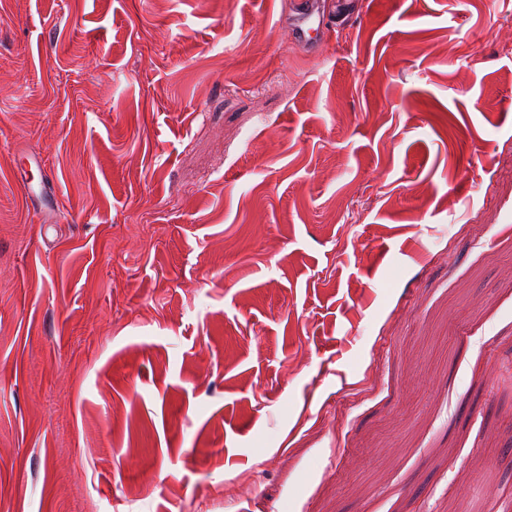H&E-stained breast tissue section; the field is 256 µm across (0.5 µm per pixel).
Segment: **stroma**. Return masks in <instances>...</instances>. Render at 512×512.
<instances>
[{
    "mask_svg": "<svg viewBox=\"0 0 512 512\" xmlns=\"http://www.w3.org/2000/svg\"><path fill=\"white\" fill-rule=\"evenodd\" d=\"M291 2L0 0V512H504L512 0ZM321 19V12L317 3L313 1L299 2L294 22L290 27L293 41L297 44L308 45L310 48H314L318 42L312 36V33L317 32L319 29ZM315 25H317L316 28Z\"/></svg>",
    "mask_w": 512,
    "mask_h": 512,
    "instance_id": "stroma-1",
    "label": "stroma"
}]
</instances>
